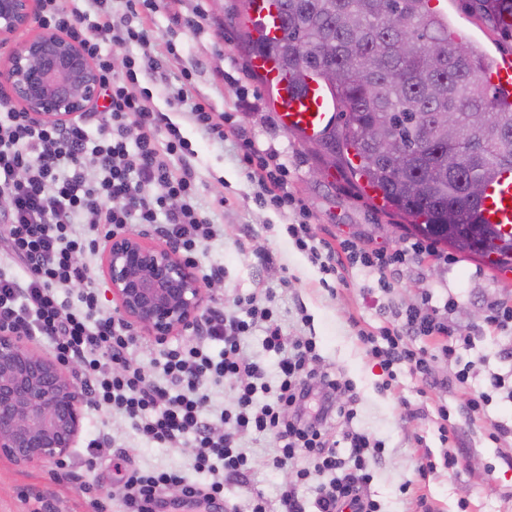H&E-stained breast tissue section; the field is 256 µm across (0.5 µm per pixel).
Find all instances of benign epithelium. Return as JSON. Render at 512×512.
Listing matches in <instances>:
<instances>
[{
  "label": "benign epithelium",
  "mask_w": 512,
  "mask_h": 512,
  "mask_svg": "<svg viewBox=\"0 0 512 512\" xmlns=\"http://www.w3.org/2000/svg\"><path fill=\"white\" fill-rule=\"evenodd\" d=\"M32 0H0V86L39 122L66 124L96 101L99 73L82 46L43 28L15 41L31 22ZM455 236L479 247L475 224H456ZM103 273L120 320L157 343L199 326L204 288L193 262L170 239L145 232L109 234ZM30 337L0 322V458L18 467L59 463L83 429V379L78 365L42 355Z\"/></svg>",
  "instance_id": "benign-epithelium-1"
}]
</instances>
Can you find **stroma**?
I'll return each instance as SVG.
<instances>
[{
  "instance_id": "stroma-1",
  "label": "stroma",
  "mask_w": 512,
  "mask_h": 512,
  "mask_svg": "<svg viewBox=\"0 0 512 512\" xmlns=\"http://www.w3.org/2000/svg\"><path fill=\"white\" fill-rule=\"evenodd\" d=\"M238 0H152L141 17L161 50L154 56L152 75L141 87L177 126L197 153L193 161L200 187L197 205L222 230L198 253L200 263L218 268L206 283L205 307L232 314L239 297L255 292L270 295L284 334L315 337L321 368L348 378L355 385L356 415L352 422L336 421L331 434L340 439L346 428L383 441L385 452L373 466L368 486L382 512H418V497H426L435 512H512V394L490 390L488 378L512 375V330L489 332L483 317L489 303L512 305V272L491 269L477 258L451 253L450 263L435 256L411 261L391 277L387 287L358 267L343 269L341 277H324L318 264L296 249L286 230L298 222L295 212L281 213L256 205L254 183L241 163L246 147L273 154L287 169L288 190L309 212L316 240L338 246L356 240L368 249L392 248L408 240L372 199L370 190L333 165L329 150L279 124L276 93L254 76L239 42L242 25L233 14ZM448 21L479 45L487 60H512V40H502L479 20L467 15L458 0H448ZM189 82L194 97L208 104L216 121L226 122L227 137L213 140L202 134L188 106H168L171 92ZM445 298L455 302L448 326L457 336L470 337V349L460 361L436 357L432 374L402 372L397 384L385 387V374L370 362L358 338L359 330L378 332L397 312ZM205 345L219 355L221 343L189 330L159 344L139 335L129 351L130 362L162 380L161 363L168 346ZM474 362L468 387L455 382L460 362ZM490 391L492 402L484 416L468 419L461 407L470 391ZM447 406L456 433L441 439L440 406ZM85 426L76 448L63 466L42 463L20 468L0 459V512H91L88 501H107L108 512H119L113 498L121 469H163L188 478L192 439L177 448L142 440L123 419L113 417L92 399L84 401ZM507 431L493 440L495 428ZM99 438L102 449L92 454L87 443ZM253 460L252 472L224 484L228 506L246 512L255 491L277 501L288 471H275L268 462L276 451L270 437L244 436L240 441ZM430 454L436 464L426 481L409 493L401 485L414 477L416 461ZM463 457L454 471L444 467L447 454Z\"/></svg>"
}]
</instances>
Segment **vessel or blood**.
I'll return each mask as SVG.
<instances>
[{
	"mask_svg": "<svg viewBox=\"0 0 512 512\" xmlns=\"http://www.w3.org/2000/svg\"><path fill=\"white\" fill-rule=\"evenodd\" d=\"M251 15L257 21V37L272 40L281 37V18L275 0H252ZM252 69L260 73L277 93V117L282 128L307 139H315L335 117L334 101L328 90L317 82H309L303 92L288 88V76L274 62L253 58ZM480 213L485 223L504 229L512 227V168L498 172L487 187Z\"/></svg>",
	"mask_w": 512,
	"mask_h": 512,
	"instance_id": "1",
	"label": "vessel or blood"
}]
</instances>
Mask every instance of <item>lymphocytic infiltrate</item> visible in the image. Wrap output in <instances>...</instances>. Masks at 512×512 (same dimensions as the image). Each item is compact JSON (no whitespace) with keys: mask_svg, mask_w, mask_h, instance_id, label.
Masks as SVG:
<instances>
[{"mask_svg":"<svg viewBox=\"0 0 512 512\" xmlns=\"http://www.w3.org/2000/svg\"><path fill=\"white\" fill-rule=\"evenodd\" d=\"M88 2L91 9L85 12L45 0L39 23L80 43L98 69L107 104L98 119L97 138H90L82 120L40 123L26 110L0 107V197L10 202L0 223L12 266L11 271L0 270V319L42 337L62 360L78 362L95 403L130 421L141 438L173 447L193 437L191 467L208 474V481L198 483L164 470L128 469L120 487L122 512H158L173 484L180 487L175 506L208 510L223 499L225 480L250 472L240 440L252 433L276 440L278 448L269 462L273 469L290 467L301 456L309 461L293 469L282 486L284 512H305L299 497L305 487L314 490L315 512H382L366 487L369 461L383 452V442L357 432L346 434L344 449L330 440L331 421L353 419L349 404L328 402L311 418L297 412L313 390L330 399L352 393V382L315 368V340L285 335L272 307L257 294L239 299L240 314L207 318L209 337L224 344L221 359L211 358L199 346L169 349L161 383L128 362L133 338L99 303L92 241L82 224H106L123 232L133 224L160 222L191 260L216 236L217 228L194 204V150L175 126L166 125L165 114L151 105L139 86L148 68L132 55L114 62L103 50L111 38L149 45L148 29L138 23L137 11L117 20L108 0ZM132 125L139 134L131 145L127 138ZM162 129L168 135L163 143L157 137ZM244 161L248 178L260 188L257 200H269L280 210L294 207L282 166H268L255 150L247 152ZM155 183L165 188V195H148V186ZM433 251L432 243L417 239L390 252L371 253L346 241L340 253L350 264L383 275ZM75 285L83 291L80 306L72 307L60 301L58 291ZM400 319V325L382 328L379 335L359 334L368 357L383 369L388 382H395L405 367L428 374L427 351L414 347L413 339L438 341L440 353L449 359L470 343L469 337H452L437 308L410 307ZM256 329L264 333L265 349L278 356L276 384L268 383L263 363L243 354L246 336ZM217 382L233 391L220 414V432L212 430L206 417L208 387Z\"/></svg>","mask_w":512,"mask_h":512,"instance_id":"obj_1","label":"lymphocytic infiltrate"}]
</instances>
